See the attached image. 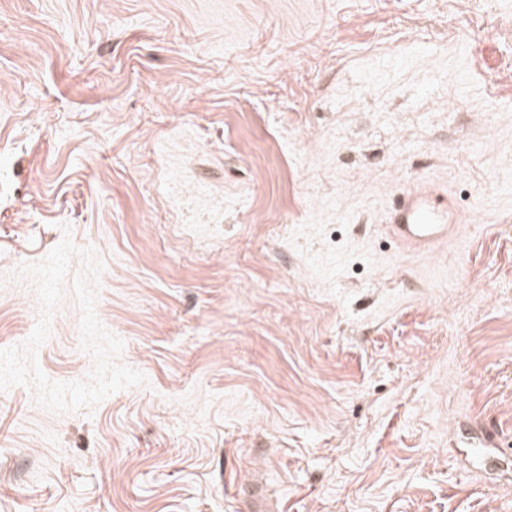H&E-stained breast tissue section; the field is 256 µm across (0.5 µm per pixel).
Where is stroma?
<instances>
[{"label": "stroma", "instance_id": "stroma-1", "mask_svg": "<svg viewBox=\"0 0 512 512\" xmlns=\"http://www.w3.org/2000/svg\"><path fill=\"white\" fill-rule=\"evenodd\" d=\"M455 2L0 0V348L68 234L148 380L0 393V512H512V0ZM436 180L465 240L395 247Z\"/></svg>", "mask_w": 512, "mask_h": 512}]
</instances>
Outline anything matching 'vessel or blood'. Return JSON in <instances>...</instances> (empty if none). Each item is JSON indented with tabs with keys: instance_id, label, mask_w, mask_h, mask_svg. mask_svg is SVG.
<instances>
[{
	"instance_id": "b4317fda",
	"label": "vessel or blood",
	"mask_w": 512,
	"mask_h": 512,
	"mask_svg": "<svg viewBox=\"0 0 512 512\" xmlns=\"http://www.w3.org/2000/svg\"><path fill=\"white\" fill-rule=\"evenodd\" d=\"M386 228L399 245L430 251L462 235V214L444 184L410 186L384 214Z\"/></svg>"
}]
</instances>
